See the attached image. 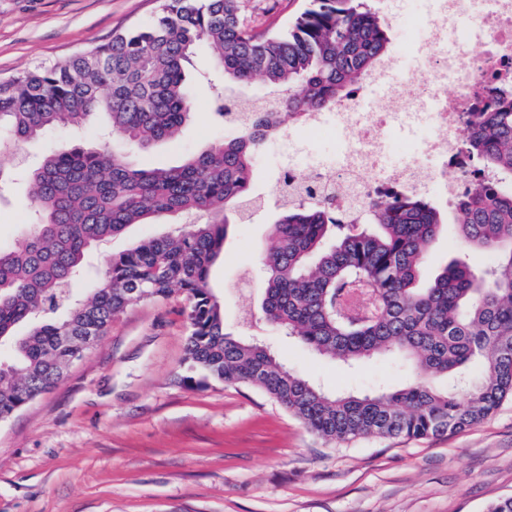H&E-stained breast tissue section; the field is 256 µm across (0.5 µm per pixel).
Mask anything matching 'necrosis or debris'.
<instances>
[{
    "mask_svg": "<svg viewBox=\"0 0 512 512\" xmlns=\"http://www.w3.org/2000/svg\"><path fill=\"white\" fill-rule=\"evenodd\" d=\"M437 3L416 24L414 41L394 42L386 64L336 105L335 169L288 165L277 185L328 198L348 220L376 198L438 195L453 204L470 188L459 132L496 92L512 90V0H472L474 42L448 24L457 0Z\"/></svg>",
    "mask_w": 512,
    "mask_h": 512,
    "instance_id": "necrosis-or-debris-1",
    "label": "necrosis or debris"
}]
</instances>
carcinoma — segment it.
<instances>
[{"label": "carcinoma", "mask_w": 512, "mask_h": 512, "mask_svg": "<svg viewBox=\"0 0 512 512\" xmlns=\"http://www.w3.org/2000/svg\"><path fill=\"white\" fill-rule=\"evenodd\" d=\"M243 0H160L156 21L116 32L105 45L0 81V154L15 142L102 119L112 149L65 145L30 174L34 220L0 247V420L54 389L89 329L102 336L128 307L187 301L184 363L220 383L255 387L329 443L368 437L423 439L487 420L512 398V103L491 100L463 145L490 178L457 201L459 248L490 253L473 269L458 257L420 282L426 248L441 232L424 197L374 201L356 223L327 201L281 202L261 255L263 318L328 359L361 362L397 352L414 380L394 392L332 396L256 341L232 337L209 270L227 227L252 200L253 160L285 126L347 99L389 55L388 23L368 0H308L287 27L245 22ZM212 53L223 95L261 81L267 107L231 138L179 166L141 168L126 147L175 139L197 110L185 67ZM210 216L201 223L199 218ZM176 219L160 237L112 255L92 299L70 291L95 246L132 224ZM64 310V318L49 315Z\"/></svg>", "instance_id": "carcinoma-1"}]
</instances>
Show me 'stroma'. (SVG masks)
Wrapping results in <instances>:
<instances>
[{"instance_id":"35a3bbf8","label":"stroma","mask_w":512,"mask_h":512,"mask_svg":"<svg viewBox=\"0 0 512 512\" xmlns=\"http://www.w3.org/2000/svg\"><path fill=\"white\" fill-rule=\"evenodd\" d=\"M248 20L279 26L301 0H245ZM159 0H0V80L62 62L107 43L115 32L149 22ZM212 67L198 48L190 68L198 102L179 137L145 150L139 165L179 164L230 129L210 112L203 81ZM92 128L54 130L0 155L10 180L0 185V246L29 220L27 171L61 144L95 143ZM285 161L332 166L336 144L295 131L268 141L259 167ZM259 205L231 225L209 285L224 301L233 333L268 345L288 369L328 393L377 394L413 376L394 355L347 367L326 360L262 319L259 254L273 236L279 201L272 176H256ZM428 249L423 279L458 255L453 208ZM165 224H139L90 258L74 293L89 297L91 278L113 254L159 237ZM180 292L141 302L113 320L98 344L62 382L0 422V512H485L512 496V399L473 428L425 439L364 438L329 444L261 391L189 373Z\"/></svg>"}]
</instances>
